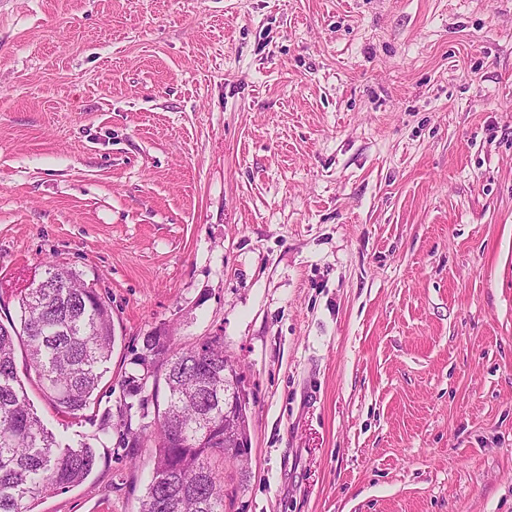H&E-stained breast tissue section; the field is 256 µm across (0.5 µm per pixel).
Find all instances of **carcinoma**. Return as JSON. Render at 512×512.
I'll return each instance as SVG.
<instances>
[{
	"mask_svg": "<svg viewBox=\"0 0 512 512\" xmlns=\"http://www.w3.org/2000/svg\"><path fill=\"white\" fill-rule=\"evenodd\" d=\"M19 323L0 324V512H34L49 491L82 484L97 449L60 446L34 412L18 376L16 343L45 397L61 413L90 408L112 353V310L70 270H52L15 291ZM117 415L95 435L112 434L134 457L154 449V476L140 512H224L234 504L248 461L224 447V337L183 345L168 332L143 338L119 384ZM137 427H132L133 420Z\"/></svg>",
	"mask_w": 512,
	"mask_h": 512,
	"instance_id": "carcinoma-1",
	"label": "carcinoma"
}]
</instances>
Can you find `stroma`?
<instances>
[{"label":"stroma","instance_id":"stroma-1","mask_svg":"<svg viewBox=\"0 0 512 512\" xmlns=\"http://www.w3.org/2000/svg\"><path fill=\"white\" fill-rule=\"evenodd\" d=\"M143 336L221 335L243 512H512V0H0V322L50 267ZM102 449L36 512H138Z\"/></svg>","mask_w":512,"mask_h":512}]
</instances>
